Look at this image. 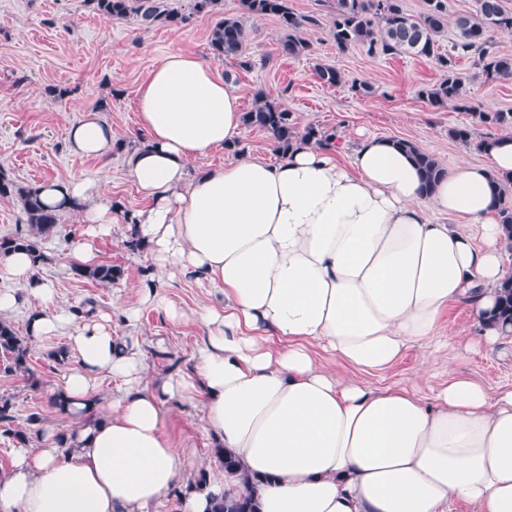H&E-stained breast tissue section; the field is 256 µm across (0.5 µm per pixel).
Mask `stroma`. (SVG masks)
I'll list each match as a JSON object with an SVG mask.
<instances>
[{
	"label": "stroma",
	"instance_id": "35a3bbf8",
	"mask_svg": "<svg viewBox=\"0 0 512 512\" xmlns=\"http://www.w3.org/2000/svg\"><path fill=\"white\" fill-rule=\"evenodd\" d=\"M289 4L295 12L319 20L301 32L312 45L309 55H282V31L273 19L245 15L241 0H223L225 15L243 19L247 40L241 57L221 61L213 57L208 42L216 21L212 15L145 28L132 18L102 19L91 0H0V169L24 188L73 177L98 179L122 209H140L143 201L127 168L129 155L141 143L134 100L151 69L174 50L212 63L235 88L243 110H250L258 96L275 98L292 111L298 130L322 127L336 132L343 142L362 134L408 139L449 168L463 159L484 160L482 152L450 138L452 127L473 124L479 140L512 136L510 124L477 125L470 113L454 105L436 109L420 98L423 86L443 77L431 60L372 57L360 46L339 50L327 23L329 0ZM320 63L344 72L346 84L322 85L315 71ZM457 67L469 79L471 105L512 112V80L486 79L469 58L459 60ZM354 82L370 84L373 94L355 93L350 88ZM90 111L112 127L122 144L110 159L82 157L68 146L69 124ZM88 231L78 211L63 212L46 245L49 259L35 271L53 284L57 305L77 322L98 313L111 315L113 336L141 353L149 384L191 370L194 346L206 334L194 313L211 302L209 288L189 278L165 277L157 285V300L145 301L141 286L153 264L145 253L125 248L126 225H113L110 232L93 238ZM86 239L92 240L98 262L122 266L124 276L118 283L104 285L73 275L70 251ZM124 308L135 312V323L121 316ZM173 308L183 313V321L171 320ZM445 333L447 351L409 347L384 375L369 377V384H414L428 394L454 374L493 389L512 387L511 336L491 350L476 347V329L462 305L447 319ZM66 345L62 336L32 341L30 373L0 371V396H13L17 424L38 413L43 427L71 431L73 419L50 403L63 375L79 365L72 353L64 363L53 361L52 351ZM165 430L180 451L184 480L212 469V444L199 402L174 405Z\"/></svg>",
	"mask_w": 512,
	"mask_h": 512
}]
</instances>
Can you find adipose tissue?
<instances>
[{
  "label": "adipose tissue",
  "instance_id": "obj_1",
  "mask_svg": "<svg viewBox=\"0 0 512 512\" xmlns=\"http://www.w3.org/2000/svg\"><path fill=\"white\" fill-rule=\"evenodd\" d=\"M140 147L127 160L146 206L133 231L161 276L207 284L222 301L196 318L207 328L192 372L144 383L140 354L110 326L74 323L34 275L27 253L8 279L44 308L30 335L67 334L80 366L59 391L81 416L74 445L55 433L14 448L0 474V512H148L181 480L180 452L163 431L170 404L199 400L202 420L239 471L183 491V512L259 479L261 512H512V388L449 378L432 397L363 384L411 345L440 341V323L465 303L485 345L508 270L491 182L512 177V138L492 140L481 164L459 161L424 189L412 159L375 135L352 151L300 142L272 162L240 154L198 174L192 160L237 145L242 106L204 60L168 54L135 97ZM77 154L117 146L95 114L69 127ZM51 206H82L98 232L122 223L102 184L80 177L40 185ZM351 367L342 376L317 350ZM118 380L108 414L95 380Z\"/></svg>",
  "mask_w": 512,
  "mask_h": 512
}]
</instances>
